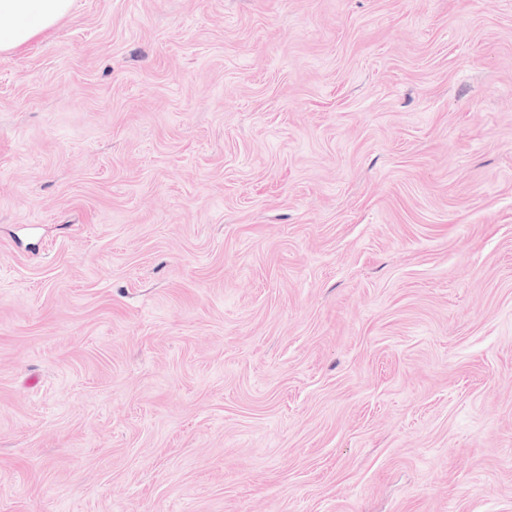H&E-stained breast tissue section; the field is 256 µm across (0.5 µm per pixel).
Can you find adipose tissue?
Wrapping results in <instances>:
<instances>
[{
    "instance_id": "ef3b65f1",
    "label": "adipose tissue",
    "mask_w": 512,
    "mask_h": 512,
    "mask_svg": "<svg viewBox=\"0 0 512 512\" xmlns=\"http://www.w3.org/2000/svg\"><path fill=\"white\" fill-rule=\"evenodd\" d=\"M74 0H0V52L15 51L54 27Z\"/></svg>"
}]
</instances>
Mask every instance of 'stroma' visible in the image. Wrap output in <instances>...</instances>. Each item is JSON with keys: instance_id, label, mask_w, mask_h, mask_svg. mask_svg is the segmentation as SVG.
Wrapping results in <instances>:
<instances>
[{"instance_id": "1", "label": "stroma", "mask_w": 512, "mask_h": 512, "mask_svg": "<svg viewBox=\"0 0 512 512\" xmlns=\"http://www.w3.org/2000/svg\"><path fill=\"white\" fill-rule=\"evenodd\" d=\"M0 512H512V0L0 53Z\"/></svg>"}]
</instances>
